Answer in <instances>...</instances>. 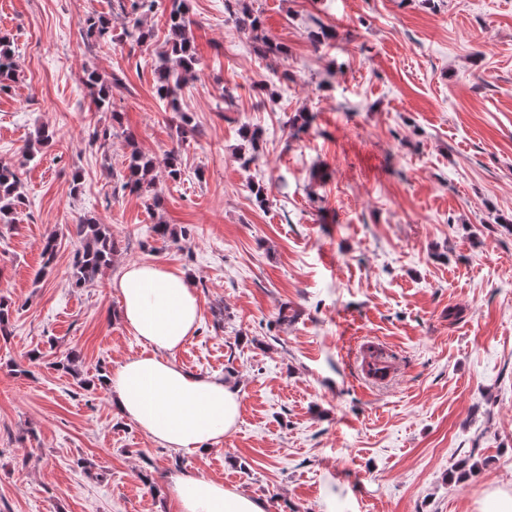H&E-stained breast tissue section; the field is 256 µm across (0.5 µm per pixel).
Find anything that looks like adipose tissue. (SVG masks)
Returning <instances> with one entry per match:
<instances>
[{
  "instance_id": "obj_1",
  "label": "adipose tissue",
  "mask_w": 512,
  "mask_h": 512,
  "mask_svg": "<svg viewBox=\"0 0 512 512\" xmlns=\"http://www.w3.org/2000/svg\"><path fill=\"white\" fill-rule=\"evenodd\" d=\"M120 317L142 342L108 376L121 416L164 447L203 452L237 425V386L178 366L174 355L194 335L202 315L190 279L154 263L130 262L113 279ZM179 512H265L262 500L203 474L176 477Z\"/></svg>"
}]
</instances>
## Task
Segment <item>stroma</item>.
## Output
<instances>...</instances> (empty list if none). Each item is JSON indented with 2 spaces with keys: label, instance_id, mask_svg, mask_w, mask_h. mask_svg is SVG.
Masks as SVG:
<instances>
[{
  "label": "stroma",
  "instance_id": "1",
  "mask_svg": "<svg viewBox=\"0 0 512 512\" xmlns=\"http://www.w3.org/2000/svg\"><path fill=\"white\" fill-rule=\"evenodd\" d=\"M246 2L284 53L263 55L224 0H188L200 66L175 113L154 73L169 0L139 46L120 38L128 0H0L19 65L0 162L53 135L0 224V512H178L183 472L266 512H482L490 488L512 490V0ZM91 14L112 41L84 36ZM323 25L336 36L315 42ZM87 69L111 82L109 109ZM245 126L261 134L247 166ZM132 141L158 159L182 148L179 181L154 171L160 207L114 190ZM86 217L118 250L78 288ZM127 262L191 278L202 319L175 362L239 389L237 426L208 453L162 447L85 385L142 350L112 287ZM367 342L388 384L364 376ZM82 82L89 89L91 94V103L96 110H106L110 107L111 86L102 79L97 70H85Z\"/></svg>",
  "mask_w": 512,
  "mask_h": 512
}]
</instances>
